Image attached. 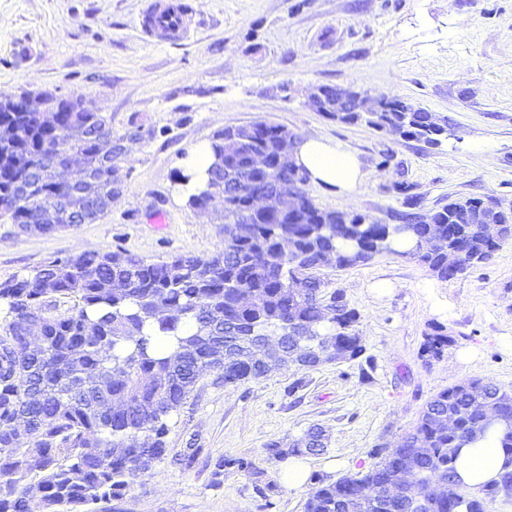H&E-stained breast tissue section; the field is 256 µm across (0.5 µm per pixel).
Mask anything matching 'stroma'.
Here are the masks:
<instances>
[{
    "instance_id": "1",
    "label": "stroma",
    "mask_w": 512,
    "mask_h": 512,
    "mask_svg": "<svg viewBox=\"0 0 512 512\" xmlns=\"http://www.w3.org/2000/svg\"><path fill=\"white\" fill-rule=\"evenodd\" d=\"M148 0H0V97H82L112 123V209L89 224L24 233L0 219V282L84 249L149 262L223 251L222 222L174 199L183 158L214 132L263 121L354 151L352 198L315 184L324 210L391 224L415 195L430 215L462 198L512 202V0H186L183 37L147 40ZM317 85L355 86L441 117L427 147L307 107ZM329 289L360 314V359L228 385L204 375L170 423L167 452L112 512H304L307 489L365 471L438 392L470 378L512 388V242L442 280L392 253L339 270ZM387 294H378L380 285ZM451 339L440 357L428 336ZM322 427L308 486L292 490L268 446Z\"/></svg>"
}]
</instances>
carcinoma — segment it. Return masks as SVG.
<instances>
[{
    "instance_id": "cac0c4a2",
    "label": "carcinoma",
    "mask_w": 512,
    "mask_h": 512,
    "mask_svg": "<svg viewBox=\"0 0 512 512\" xmlns=\"http://www.w3.org/2000/svg\"><path fill=\"white\" fill-rule=\"evenodd\" d=\"M44 99L55 111L52 124L21 111L18 101L0 109V125L20 129L0 139V212L23 231L51 233L60 225L42 222L45 202L76 226L112 200L108 164L97 150L100 138L112 136V124L98 112L65 111L67 101L50 93ZM339 122H364L424 143L448 137L431 128L428 113L399 100L380 112H344ZM283 133L255 123L213 135L207 188L187 204L205 207L214 185L237 188L224 198V251L155 263L85 250L0 282V305L7 307L0 318V512H98L95 505L121 498L166 455L170 420L203 375L218 370L226 384L266 376L260 348L268 336L279 337L281 352L300 367L336 360L324 350L327 342L345 361L360 358L359 315L341 293L327 291L319 275L327 261L346 269L392 251L400 234L418 242L435 234L428 252L402 255L446 280L448 254L459 240L477 256L468 269L512 241V224L501 239L484 238L475 221L486 213L478 198L448 203L433 214L434 224L416 223L413 195L400 224L369 223L361 213L338 224L337 211L317 207L305 189L291 222L273 207L257 209L244 186L288 178V161L259 174L252 157L277 158ZM70 149L98 179L91 196L53 176ZM303 269L310 278L299 287ZM245 292L248 305L241 303ZM448 416L454 428H438L437 420ZM496 424L512 457V389L482 379L450 386L427 403L398 447L375 451L377 461L356 477L313 488L305 512H484L512 471L475 493L456 479L455 462L459 448ZM324 448L312 429L286 449L270 444L277 456L318 455ZM408 461L417 471L416 489L391 499L387 485ZM438 469L449 474L447 495L414 505Z\"/></svg>"
}]
</instances>
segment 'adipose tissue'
<instances>
[{
    "instance_id": "ef3b65f1",
    "label": "adipose tissue",
    "mask_w": 512,
    "mask_h": 512,
    "mask_svg": "<svg viewBox=\"0 0 512 512\" xmlns=\"http://www.w3.org/2000/svg\"><path fill=\"white\" fill-rule=\"evenodd\" d=\"M296 165L303 167L310 180L348 196L361 185L367 174L357 154L336 141L324 137H301L292 151ZM213 161L209 141H201L191 148L181 163L188 179L179 183L181 198L204 189L205 172ZM499 432H489L484 438L461 448L456 460V473L461 483L478 490L487 482L499 480L507 468V456L500 445Z\"/></svg>"
}]
</instances>
